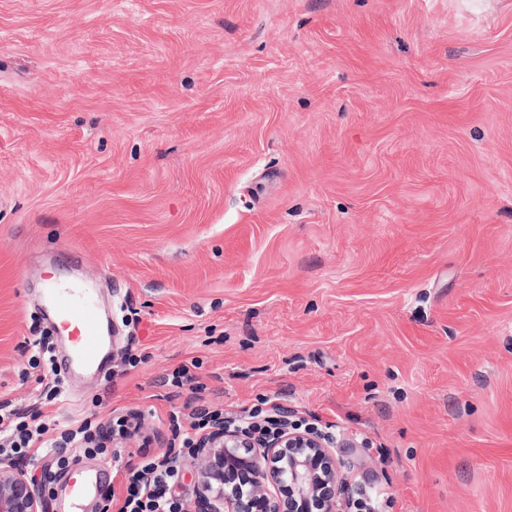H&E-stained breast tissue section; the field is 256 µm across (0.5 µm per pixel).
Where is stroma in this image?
<instances>
[{
    "instance_id": "stroma-1",
    "label": "stroma",
    "mask_w": 512,
    "mask_h": 512,
    "mask_svg": "<svg viewBox=\"0 0 512 512\" xmlns=\"http://www.w3.org/2000/svg\"><path fill=\"white\" fill-rule=\"evenodd\" d=\"M55 275L116 338L97 374L52 337L48 402ZM263 398L340 439L341 500L512 512V0H0V402L134 414L81 460L119 497L170 414Z\"/></svg>"
}]
</instances>
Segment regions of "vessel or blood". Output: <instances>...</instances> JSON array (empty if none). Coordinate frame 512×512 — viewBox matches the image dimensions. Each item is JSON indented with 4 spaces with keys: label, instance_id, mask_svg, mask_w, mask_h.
Wrapping results in <instances>:
<instances>
[{
    "label": "vessel or blood",
    "instance_id": "1",
    "mask_svg": "<svg viewBox=\"0 0 512 512\" xmlns=\"http://www.w3.org/2000/svg\"><path fill=\"white\" fill-rule=\"evenodd\" d=\"M47 301L61 319L66 356L83 367L101 368L104 341L99 328V310L90 292L84 288H52L47 292ZM99 487V480L77 468L65 478L66 495L73 503L92 495Z\"/></svg>",
    "mask_w": 512,
    "mask_h": 512
}]
</instances>
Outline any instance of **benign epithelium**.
<instances>
[{
	"instance_id": "obj_1",
	"label": "benign epithelium",
	"mask_w": 512,
	"mask_h": 512,
	"mask_svg": "<svg viewBox=\"0 0 512 512\" xmlns=\"http://www.w3.org/2000/svg\"><path fill=\"white\" fill-rule=\"evenodd\" d=\"M336 441L288 427L267 441L218 426L190 462L203 512H339L347 480ZM0 512H46L25 469L0 457Z\"/></svg>"
}]
</instances>
